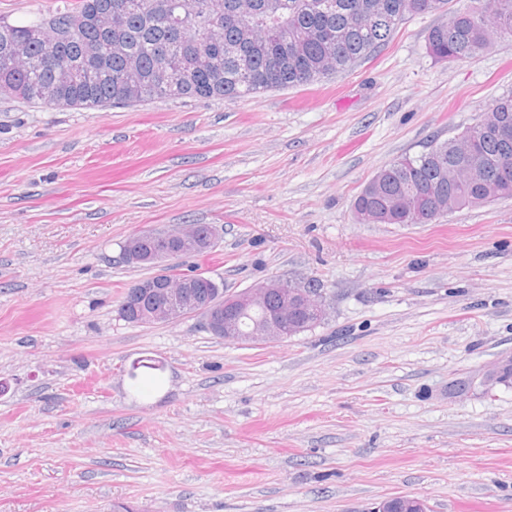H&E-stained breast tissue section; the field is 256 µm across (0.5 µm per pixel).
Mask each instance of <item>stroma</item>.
Instances as JSON below:
<instances>
[{
    "label": "stroma",
    "instance_id": "obj_1",
    "mask_svg": "<svg viewBox=\"0 0 512 512\" xmlns=\"http://www.w3.org/2000/svg\"><path fill=\"white\" fill-rule=\"evenodd\" d=\"M442 14L320 82L62 109L0 96V512H512V198L363 224L386 164L512 91V38L435 61ZM211 224L227 294L317 281L313 329L229 343L125 321L135 232ZM150 374L131 377L141 360ZM510 369L512 370V352L502 355L494 364V366L486 372L484 377V383L487 385H493L496 383H500L507 386L511 385V373L506 374L500 378V375L503 372L509 371Z\"/></svg>",
    "mask_w": 512,
    "mask_h": 512
}]
</instances>
